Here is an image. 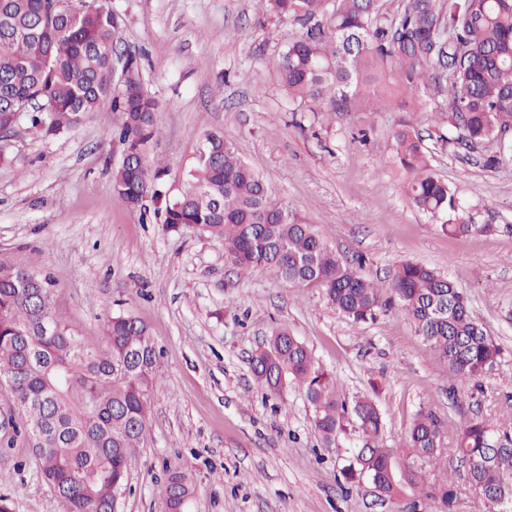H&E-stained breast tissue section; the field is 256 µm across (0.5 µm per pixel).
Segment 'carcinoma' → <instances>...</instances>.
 I'll list each match as a JSON object with an SVG mask.
<instances>
[{
  "mask_svg": "<svg viewBox=\"0 0 512 512\" xmlns=\"http://www.w3.org/2000/svg\"><path fill=\"white\" fill-rule=\"evenodd\" d=\"M273 18L300 29L278 60L280 85L310 112H343L358 84L385 77L391 65L411 100L422 93L445 98L446 143L479 148L486 162L504 160V133L512 132V0H402L390 13L386 0H262ZM118 21L106 0H0V127L26 121L36 134L74 133L100 112L106 98L122 114L112 135L128 160L112 169V190L128 206L150 194L155 215L169 229L191 226L224 243L239 266L264 267L292 287L314 288L353 323L375 320L398 303L417 335L447 363L453 378L476 382L496 365L500 347L473 315L464 295L436 269L403 262L379 285L351 266L299 212L271 196L266 180L245 164L217 131L203 134L191 183L160 200L164 168L150 162L159 134V103L145 94L136 58H126L133 79L113 87ZM395 160L408 175L411 203L448 234L484 233L470 224L456 191L431 171L426 148L404 122L393 133ZM51 280L0 263V376L18 407L13 431L36 453L43 478L66 512H104L129 485V461L147 425L149 391L159 350L147 326L118 314L106 326V345L87 347L54 311ZM258 384L278 395L293 382L314 407L325 445L355 422L362 446L340 471L346 484L365 478L385 499L406 487L425 489L440 512H452L455 492L428 485L424 465L468 456L478 466L464 475L477 500L512 506V437L494 446L480 420L461 427L450 447L445 425L421 409L405 448L381 443L382 417L370 399L352 407L339 401L336 380L315 367L307 346L279 327L252 356ZM189 477L169 475L168 512H185Z\"/></svg>",
  "mask_w": 512,
  "mask_h": 512,
  "instance_id": "carcinoma-1",
  "label": "carcinoma"
}]
</instances>
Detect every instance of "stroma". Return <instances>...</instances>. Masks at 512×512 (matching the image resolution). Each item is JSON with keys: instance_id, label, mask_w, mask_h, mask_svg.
<instances>
[{"instance_id": "1", "label": "stroma", "mask_w": 512, "mask_h": 512, "mask_svg": "<svg viewBox=\"0 0 512 512\" xmlns=\"http://www.w3.org/2000/svg\"><path fill=\"white\" fill-rule=\"evenodd\" d=\"M120 18L117 50L137 56L147 95L161 104L148 156L181 195L205 131L222 132L348 262L385 284L401 262L449 276L502 350L476 383L454 380L400 307L355 324L312 289L271 270L236 266L222 242L191 228L167 229L153 201L127 206L112 191L123 146L108 121L43 138L18 127L13 165L0 167V263L53 282V309L92 348L108 316L145 323L160 350L143 444L130 462L120 512H165L170 473L189 476L187 512H437L419 490L380 500L370 483L344 484L340 470L359 444L354 426L324 447L304 390L267 396L251 367L277 327L310 350L346 404L372 399L382 441L400 448L421 408L435 411L446 440L479 419L512 435V160L487 166L480 153L439 138L444 114L416 111L388 77L361 87L342 112H298L276 61L296 27L264 18L258 0H110ZM415 125L433 173L455 188L463 215L489 233L451 236L404 193L393 132ZM0 492L14 512H66L23 439L0 447Z\"/></svg>"}]
</instances>
